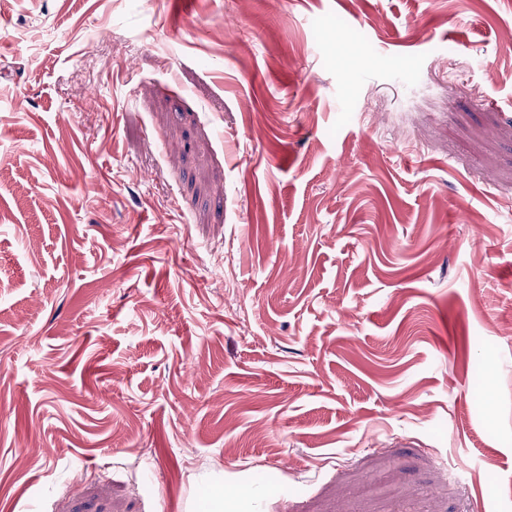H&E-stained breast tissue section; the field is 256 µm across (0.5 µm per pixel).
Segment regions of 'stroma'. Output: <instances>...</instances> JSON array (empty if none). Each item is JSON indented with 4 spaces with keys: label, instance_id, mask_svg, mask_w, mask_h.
<instances>
[{
    "label": "stroma",
    "instance_id": "stroma-1",
    "mask_svg": "<svg viewBox=\"0 0 512 512\" xmlns=\"http://www.w3.org/2000/svg\"><path fill=\"white\" fill-rule=\"evenodd\" d=\"M0 512H512V0L0 6Z\"/></svg>",
    "mask_w": 512,
    "mask_h": 512
}]
</instances>
